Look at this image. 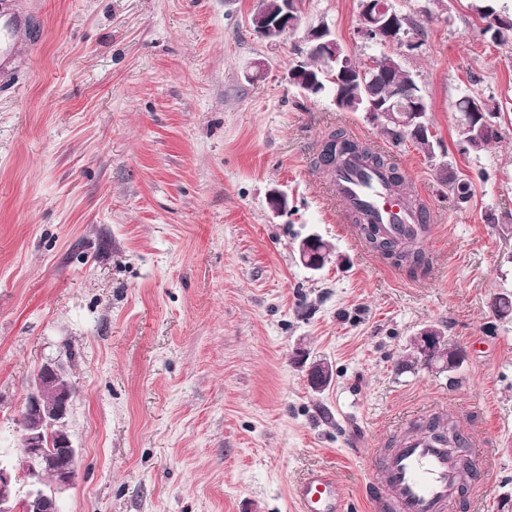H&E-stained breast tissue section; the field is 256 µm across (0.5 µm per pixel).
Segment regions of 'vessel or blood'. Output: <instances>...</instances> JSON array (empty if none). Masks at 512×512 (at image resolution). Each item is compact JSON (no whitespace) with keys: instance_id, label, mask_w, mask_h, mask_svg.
I'll return each instance as SVG.
<instances>
[{"instance_id":"1","label":"vessel or blood","mask_w":512,"mask_h":512,"mask_svg":"<svg viewBox=\"0 0 512 512\" xmlns=\"http://www.w3.org/2000/svg\"><path fill=\"white\" fill-rule=\"evenodd\" d=\"M8 0H0V75L12 63L11 34L23 25ZM326 191L344 213L360 214L389 238L431 232L426 208L408 203L383 169L365 167L347 158L327 174ZM379 480L373 489L374 512H455L466 491L463 465L447 438L429 431H411L378 457ZM296 512H344L340 485L332 469L308 473L292 490Z\"/></svg>"}]
</instances>
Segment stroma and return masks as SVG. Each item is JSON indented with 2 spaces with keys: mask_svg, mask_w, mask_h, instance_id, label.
I'll use <instances>...</instances> for the list:
<instances>
[{
  "mask_svg": "<svg viewBox=\"0 0 512 512\" xmlns=\"http://www.w3.org/2000/svg\"><path fill=\"white\" fill-rule=\"evenodd\" d=\"M0 79V459L15 458L35 374L61 358L75 388V484L59 512H296L292 486L328 467L369 508L373 451L444 410L478 435L469 512L512 495V43L483 34L470 0H391L423 30L400 49L424 88L435 157L393 146L369 113L287 81L304 30L327 25L355 62L358 0H306L271 44L256 0H12ZM496 97L502 138L463 148L456 101ZM379 144L429 206L426 266L343 233L318 163L332 131ZM471 182L456 204L437 173ZM288 196L274 214L272 190ZM337 257L312 271L299 241ZM427 325L465 353L413 365ZM334 377L312 391L296 343ZM25 23L8 2L0 4V75L7 76L12 63L11 34ZM298 253L301 264L310 270H319L335 255L333 243L316 234L300 240Z\"/></svg>",
  "mask_w": 512,
  "mask_h": 512,
  "instance_id": "1",
  "label": "stroma"
}]
</instances>
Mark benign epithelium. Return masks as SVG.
<instances>
[{
    "label": "benign epithelium",
    "instance_id": "benign-epithelium-1",
    "mask_svg": "<svg viewBox=\"0 0 512 512\" xmlns=\"http://www.w3.org/2000/svg\"><path fill=\"white\" fill-rule=\"evenodd\" d=\"M304 10V0H285L281 15L271 19L257 8L251 17L254 31L264 40L276 43L298 28ZM401 15L389 0H364L358 18L357 33L365 40L388 49L407 47L414 49L418 41L409 35L399 23ZM309 49L323 54L330 66L337 67V85L344 81H361L351 68L352 58L340 46L335 33L327 26L309 29ZM371 107L367 111L380 123L393 118L415 133L426 128L423 110L402 105L378 110L372 107L373 98H368ZM298 253L301 264L310 270H319L335 255L333 243L311 234L300 240ZM448 340L442 330L429 325L422 328L411 343V353L426 365L435 366L447 350ZM293 359L305 368L307 382L314 391L326 387L332 365L325 359L310 356L308 348L298 343L293 349ZM50 387L55 393L51 403L44 401L43 391ZM74 396V387L65 366L58 360L45 362L34 378L25 399L20 421L25 428L24 440L16 461L0 462V512H57L59 495L75 480L78 451L72 444L67 423ZM58 427L57 448L47 453L42 448V429L48 425ZM23 474L29 484L26 495L16 497V475Z\"/></svg>",
    "mask_w": 512,
    "mask_h": 512
}]
</instances>
